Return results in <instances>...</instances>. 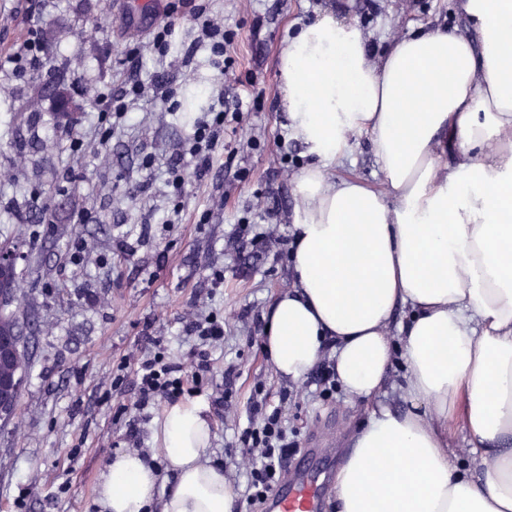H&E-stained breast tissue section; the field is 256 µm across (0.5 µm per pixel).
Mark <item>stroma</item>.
<instances>
[{
  "instance_id": "obj_1",
  "label": "stroma",
  "mask_w": 512,
  "mask_h": 512,
  "mask_svg": "<svg viewBox=\"0 0 512 512\" xmlns=\"http://www.w3.org/2000/svg\"><path fill=\"white\" fill-rule=\"evenodd\" d=\"M332 5L377 52L418 27L476 36L455 0H212L214 15L235 33L230 53L237 78L225 82L224 95L241 97L245 107L227 136L238 153L230 162L216 157L204 177L188 174L181 221L167 228L158 222L169 205L166 170L207 107L203 89L215 75L207 51L190 48L192 17L183 15L173 55L162 60L146 47L137 64L125 66L127 41L146 38L148 30L131 28L116 0H0V54L35 28L52 55L49 71L0 75V243L18 245L25 255L16 316L33 331L18 406L0 419V512H17L24 485L34 488L26 512H97L98 484L127 430L117 411L137 399L131 382L113 386V373L123 357L147 350L152 335L164 338L175 358L188 359L193 340L183 332V317L195 304L224 321L213 374L220 385L232 371L231 405L219 417L209 396L201 401L214 426L211 458L237 493L246 489V465L234 448L255 391L281 406L296 430L295 463L316 448L332 449L342 463L373 403L403 407L407 369L400 359L372 403L341 389L324 399L310 380L277 376L262 352L264 313L293 286L290 249H261L236 231L242 221L256 222L258 205L266 204L275 209L281 236L290 235L294 179L309 159L278 98L277 55L290 30ZM104 10L111 25L85 35L87 19ZM133 79L174 87L178 108L147 94L132 104L131 121L99 145L94 98ZM63 96L87 142L77 159L40 148L56 136ZM332 174L385 186L364 134L352 136ZM206 210L211 217L203 224ZM78 238L93 249L80 267L69 262ZM121 240L129 251L119 250ZM216 270L224 273L217 289Z\"/></svg>"
}]
</instances>
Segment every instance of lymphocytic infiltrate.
Wrapping results in <instances>:
<instances>
[{
  "label": "lymphocytic infiltrate",
  "instance_id": "obj_1",
  "mask_svg": "<svg viewBox=\"0 0 512 512\" xmlns=\"http://www.w3.org/2000/svg\"><path fill=\"white\" fill-rule=\"evenodd\" d=\"M164 20L154 25L148 32L150 48L159 57H167L173 47L176 21L182 14H191L196 23L194 48L209 49L219 57L217 78H227L233 74V59L227 54V47L233 35L215 21L202 0H167ZM47 58L45 47L38 31H29L27 36L16 44L9 53L0 58V72L24 76L45 68ZM146 86L138 80L130 81L121 92L105 91L95 99L100 129L99 144H107L112 130L110 121L126 122L130 119V106L143 97ZM240 104L226 103L223 95L212 96L211 102L200 116L195 118L191 132L181 147V155L190 157L194 172L204 176L214 165L219 146L224 143L226 127L233 118H239ZM184 329L187 335L196 338L198 345L191 351L189 362H181L168 352L161 339H153L151 349L145 350L133 362H120L119 374L114 384H121L123 371H132L138 392L135 403L136 413L128 421V439L140 444V423L146 420L147 410L158 400L176 401L186 394L203 393L213 379L210 348L224 340V323L212 313L197 312L190 318ZM254 413L260 414V422L250 423L238 438L239 454L247 460L248 483L246 499L249 504L264 503L280 481L284 465L294 448L299 445L296 437L290 436L283 424L281 408H268L266 401H254Z\"/></svg>",
  "mask_w": 512,
  "mask_h": 512
}]
</instances>
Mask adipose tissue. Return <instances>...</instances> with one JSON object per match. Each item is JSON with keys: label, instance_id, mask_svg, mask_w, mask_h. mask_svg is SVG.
Segmentation results:
<instances>
[{"label": "adipose tissue", "instance_id": "adipose-tissue-1", "mask_svg": "<svg viewBox=\"0 0 512 512\" xmlns=\"http://www.w3.org/2000/svg\"><path fill=\"white\" fill-rule=\"evenodd\" d=\"M478 34L413 30L372 56L355 24L327 9L289 35L278 90L313 156L295 180L291 290L265 315L264 352L298 381L332 348L336 380L369 399L396 358L406 409L371 410L334 478L337 512H512V0H460ZM369 135L389 194L330 171L352 134ZM458 152L457 165L442 154ZM400 347L385 334L395 310ZM478 450L456 471L448 418ZM213 425L194 400L165 406L155 450L115 456L102 512H236L210 457Z\"/></svg>", "mask_w": 512, "mask_h": 512}]
</instances>
